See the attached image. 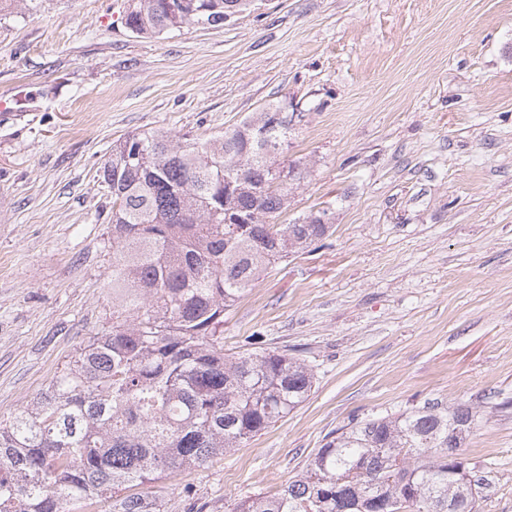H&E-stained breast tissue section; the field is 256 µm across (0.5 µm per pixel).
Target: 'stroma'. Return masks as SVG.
I'll return each mask as SVG.
<instances>
[{
  "label": "stroma",
  "instance_id": "1",
  "mask_svg": "<svg viewBox=\"0 0 512 512\" xmlns=\"http://www.w3.org/2000/svg\"><path fill=\"white\" fill-rule=\"evenodd\" d=\"M0 18V421L112 328L115 140H207L292 105L300 173L276 221L321 240L224 314V352L313 373L306 400L203 468L143 485L161 512H233L357 422L471 408L478 512H512V0H254L155 37L128 0H26Z\"/></svg>",
  "mask_w": 512,
  "mask_h": 512
}]
</instances>
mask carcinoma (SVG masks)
I'll return each instance as SVG.
<instances>
[{"label":"carcinoma","mask_w":512,"mask_h":512,"mask_svg":"<svg viewBox=\"0 0 512 512\" xmlns=\"http://www.w3.org/2000/svg\"><path fill=\"white\" fill-rule=\"evenodd\" d=\"M178 0H132L125 25L155 36L192 23ZM278 122L251 120L206 142L161 133L112 144L101 180L112 195V331L95 337L32 407L0 422V512H160L133 488L202 467L285 417L314 376L273 351L224 355V311L267 268L307 248L327 224H229L279 214V176L264 147ZM255 172L228 187L230 155ZM474 416L459 405L369 418L327 442L301 473L234 512H448V456Z\"/></svg>","instance_id":"carcinoma-1"}]
</instances>
